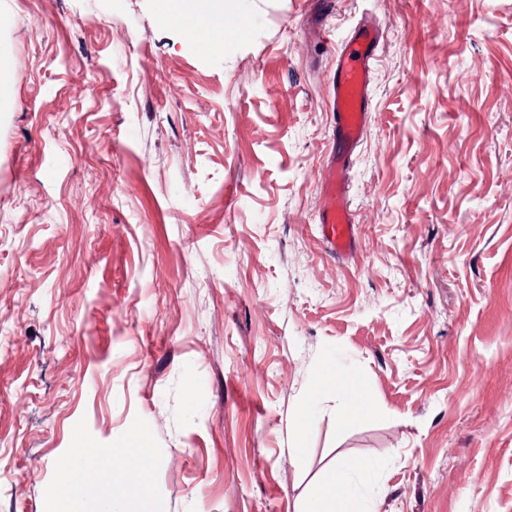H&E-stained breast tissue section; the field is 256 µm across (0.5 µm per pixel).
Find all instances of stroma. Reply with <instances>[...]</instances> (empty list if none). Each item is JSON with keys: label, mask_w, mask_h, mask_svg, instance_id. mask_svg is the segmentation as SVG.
I'll list each match as a JSON object with an SVG mask.
<instances>
[{"label": "stroma", "mask_w": 512, "mask_h": 512, "mask_svg": "<svg viewBox=\"0 0 512 512\" xmlns=\"http://www.w3.org/2000/svg\"><path fill=\"white\" fill-rule=\"evenodd\" d=\"M0 0V512L143 448L137 512H512V0ZM384 42L319 232L333 45ZM364 408L347 425L324 365ZM310 407L301 420V407ZM196 2H208L200 6ZM192 13L198 19V25L209 31L211 49H222L224 46V3L222 0L192 1ZM350 469L347 464L336 462L326 471L321 477L316 495L304 512H346L339 507L336 489L348 481Z\"/></svg>", "instance_id": "1"}]
</instances>
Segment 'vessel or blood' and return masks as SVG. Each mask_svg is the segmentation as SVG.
Wrapping results in <instances>:
<instances>
[{
	"mask_svg": "<svg viewBox=\"0 0 512 512\" xmlns=\"http://www.w3.org/2000/svg\"><path fill=\"white\" fill-rule=\"evenodd\" d=\"M383 39L382 29L367 20L340 43L335 54L330 110L336 138L329 149L319 216L321 239L335 256L350 253L356 244L346 172L372 110L371 72Z\"/></svg>",
	"mask_w": 512,
	"mask_h": 512,
	"instance_id": "vessel-or-blood-1",
	"label": "vessel or blood"
}]
</instances>
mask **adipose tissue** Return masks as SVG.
<instances>
[{"label":"adipose tissue","mask_w":512,"mask_h":512,"mask_svg":"<svg viewBox=\"0 0 512 512\" xmlns=\"http://www.w3.org/2000/svg\"><path fill=\"white\" fill-rule=\"evenodd\" d=\"M119 458L139 470L145 469L149 463L147 453L140 448L125 449L122 457ZM119 458L106 451L101 455L100 465H92L89 456L85 455L78 463L63 468L58 491L54 496V512H131L132 502L144 493L143 483H134L127 491L112 497L101 495L96 505L92 507L88 506L82 496L81 478L83 474L89 471L98 474L107 473Z\"/></svg>","instance_id":"1"}]
</instances>
